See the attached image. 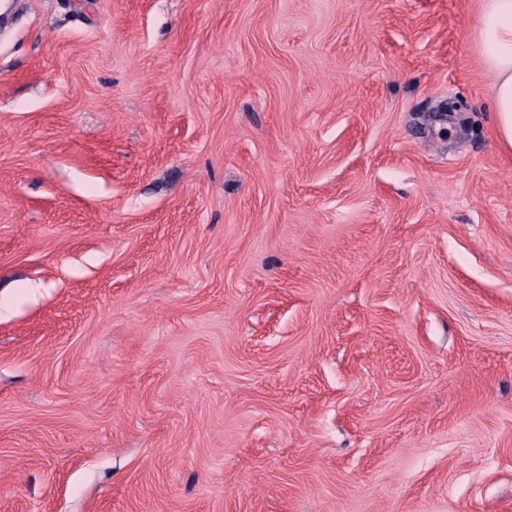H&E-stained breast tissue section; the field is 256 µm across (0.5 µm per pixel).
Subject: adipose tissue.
Segmentation results:
<instances>
[{"label": "adipose tissue", "instance_id": "adipose-tissue-1", "mask_svg": "<svg viewBox=\"0 0 512 512\" xmlns=\"http://www.w3.org/2000/svg\"><path fill=\"white\" fill-rule=\"evenodd\" d=\"M477 39L483 63L493 78L497 135L512 152V0H483Z\"/></svg>", "mask_w": 512, "mask_h": 512}]
</instances>
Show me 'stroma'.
Here are the masks:
<instances>
[{"instance_id": "obj_1", "label": "stroma", "mask_w": 512, "mask_h": 512, "mask_svg": "<svg viewBox=\"0 0 512 512\" xmlns=\"http://www.w3.org/2000/svg\"><path fill=\"white\" fill-rule=\"evenodd\" d=\"M26 2L0 512H512L482 0Z\"/></svg>"}]
</instances>
